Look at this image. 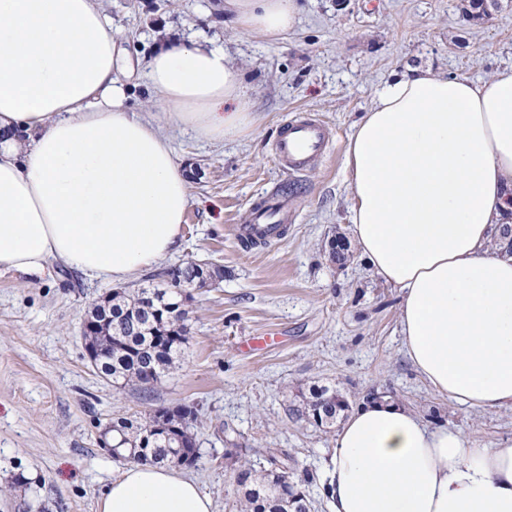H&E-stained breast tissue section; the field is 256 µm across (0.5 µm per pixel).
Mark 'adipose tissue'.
<instances>
[{
    "label": "adipose tissue",
    "instance_id": "ef3b65f1",
    "mask_svg": "<svg viewBox=\"0 0 512 512\" xmlns=\"http://www.w3.org/2000/svg\"><path fill=\"white\" fill-rule=\"evenodd\" d=\"M237 28L278 40L300 0H224ZM95 0H0V269L54 265L115 282L181 244L188 179L163 129L233 139L255 121L241 68L176 41L145 65L161 110L128 105L127 66ZM352 235L397 288L412 364L436 393L512 408V66L484 80L414 67L376 90L345 151ZM330 512H512V443L472 446L396 403L353 412L323 466ZM197 483L133 464L98 512H211Z\"/></svg>",
    "mask_w": 512,
    "mask_h": 512
}]
</instances>
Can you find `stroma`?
Wrapping results in <instances>:
<instances>
[{
  "label": "stroma",
  "instance_id": "35a3bbf8",
  "mask_svg": "<svg viewBox=\"0 0 512 512\" xmlns=\"http://www.w3.org/2000/svg\"><path fill=\"white\" fill-rule=\"evenodd\" d=\"M138 65L130 105L152 118L159 102L143 65L163 35L223 46L250 85L257 120L224 141L177 125L165 133L188 174L192 204L178 251L128 281L186 262L224 269L191 290L188 336L150 395L118 389L91 367L84 321L112 282L56 267L44 276L0 271V512H97L101 491L125 468L99 445L102 431L158 408L192 407L198 459L183 467L213 502L237 512L229 458L288 454L310 480L311 512H329L321 464L336 429L316 426L302 404L312 387L335 388L358 409L370 391L391 392L429 427L460 431L472 445L512 440V409L484 412L435 393L403 345L396 289L350 244L344 153L352 124L376 89L410 67L472 79L512 65V0L491 20L462 18L463 0H303L298 27L272 42L241 33L223 0H99ZM308 111L334 132L329 152L301 174L281 170L273 143L284 121ZM295 212L278 242L247 248L235 237L271 191ZM348 240L332 259L330 241Z\"/></svg>",
  "mask_w": 512,
  "mask_h": 512
}]
</instances>
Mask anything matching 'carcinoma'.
Listing matches in <instances>:
<instances>
[{
  "instance_id": "carcinoma-1",
  "label": "carcinoma",
  "mask_w": 512,
  "mask_h": 512,
  "mask_svg": "<svg viewBox=\"0 0 512 512\" xmlns=\"http://www.w3.org/2000/svg\"><path fill=\"white\" fill-rule=\"evenodd\" d=\"M496 3L468 0L463 15L478 22L490 15ZM169 287L124 289L106 304L95 303L88 311L94 334L86 337L95 353L97 371L117 388L130 387L143 394L153 392L172 365L174 355L187 340V312L178 310L180 290L203 288L206 281L224 270H204L187 262L166 273ZM309 417L324 428L336 424V412L345 405L336 390L324 388L310 394ZM196 414L189 408L171 412L157 409L144 422L123 418L112 424L115 456L125 453L141 463L170 465L179 455L196 461V448L188 434ZM266 465L237 468L236 483L242 489L238 512H310V502L297 490L306 477L288 463V456L271 448L256 449Z\"/></svg>"
}]
</instances>
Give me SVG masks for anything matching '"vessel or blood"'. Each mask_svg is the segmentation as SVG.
Segmentation results:
<instances>
[{"label":"vessel or blood","mask_w":512,"mask_h":512,"mask_svg":"<svg viewBox=\"0 0 512 512\" xmlns=\"http://www.w3.org/2000/svg\"><path fill=\"white\" fill-rule=\"evenodd\" d=\"M331 141L329 128L314 114L297 113L284 124L275 143L276 163L288 173H302L311 159L328 151ZM294 218L287 197L273 193L253 209L247 224L237 227L236 236L247 246L276 241L283 237Z\"/></svg>","instance_id":"1"}]
</instances>
